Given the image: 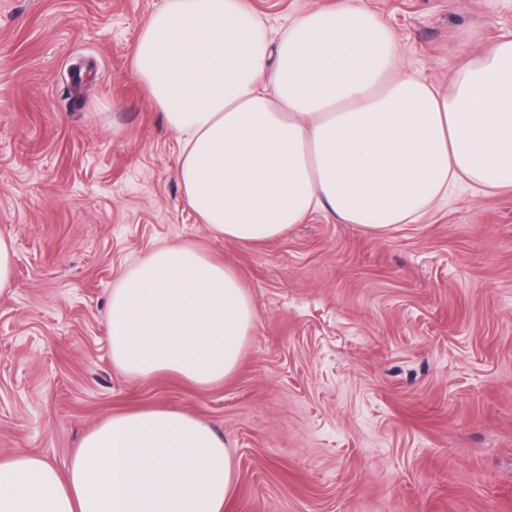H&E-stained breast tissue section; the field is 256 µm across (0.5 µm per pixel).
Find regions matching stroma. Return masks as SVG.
I'll use <instances>...</instances> for the list:
<instances>
[{"mask_svg":"<svg viewBox=\"0 0 512 512\" xmlns=\"http://www.w3.org/2000/svg\"><path fill=\"white\" fill-rule=\"evenodd\" d=\"M163 0H0V456L65 468L104 417L207 418L237 469L229 512H512V191L461 185L377 234L316 212L240 245L187 205L173 134L132 60ZM271 34L367 8L437 83L463 32H512V0H248ZM191 242L231 267L256 329L224 383L137 380L106 313L128 266ZM13 268V245L0 234V294L11 289Z\"/></svg>","mask_w":512,"mask_h":512,"instance_id":"obj_1","label":"stroma"}]
</instances>
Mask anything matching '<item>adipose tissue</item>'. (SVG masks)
I'll list each match as a JSON object with an SVG mask.
<instances>
[{
	"mask_svg": "<svg viewBox=\"0 0 512 512\" xmlns=\"http://www.w3.org/2000/svg\"><path fill=\"white\" fill-rule=\"evenodd\" d=\"M133 72L177 136L188 206L229 242L278 239L317 211L384 233L453 186L512 189L511 35L453 61L443 86L361 7L301 12L274 41L247 0H164ZM256 322L230 267L189 242L162 248L112 290V363L207 388L235 372ZM236 478L206 419L141 407L86 433L66 472L1 457L0 512H226Z\"/></svg>",
	"mask_w": 512,
	"mask_h": 512,
	"instance_id": "ef3b65f1",
	"label": "adipose tissue"
}]
</instances>
